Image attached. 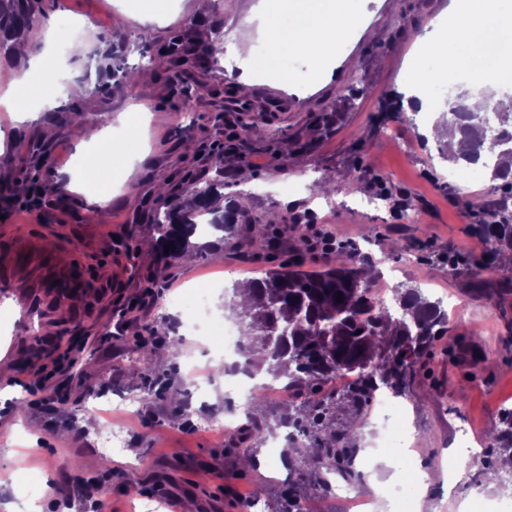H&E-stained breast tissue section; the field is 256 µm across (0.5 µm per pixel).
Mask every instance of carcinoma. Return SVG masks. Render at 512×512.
Wrapping results in <instances>:
<instances>
[{
	"label": "carcinoma",
	"instance_id": "cac0c4a2",
	"mask_svg": "<svg viewBox=\"0 0 512 512\" xmlns=\"http://www.w3.org/2000/svg\"><path fill=\"white\" fill-rule=\"evenodd\" d=\"M32 0H0V34L22 38L36 29ZM216 46L201 40L176 38L149 55L147 65L157 61L185 60L189 57L206 61L213 57ZM500 113L499 141L489 145L483 138L480 112H458L453 107L443 113L442 121L458 127L469 141L471 150L460 159L467 163L483 161L491 178L512 186V105L504 104ZM209 185L192 194V204L177 206L170 196H161L154 208L156 236L150 242L161 270L202 246L191 241L201 237L195 219L209 216L208 226L222 232L235 224H257L259 220L224 199V166L217 160ZM489 240L491 260L512 255V216H490V223L481 225ZM174 246L165 254V246ZM302 262L288 260L266 270L263 276L249 281L252 298L249 304L234 306L232 317L239 327L241 365L247 371L267 362L277 374L288 378L302 401L288 405L276 419L285 429L289 426L299 435H285L284 458L291 461L288 473L296 480L288 484V505L278 512H301L299 500L307 487L330 490L329 477L340 475L352 482L359 477L354 459L360 451L359 430L374 394L385 389L396 397L410 392L417 371L433 354L438 337L448 332V312L441 301H432L421 289L398 283L391 288L396 310L372 312L370 290L373 281L364 276V266L352 253H340L316 270L301 269ZM343 301L336 302L337 294ZM272 336L268 347L253 345L256 336ZM152 350L144 344L134 361L133 373L145 385L141 391L150 394L146 381L156 368L150 358ZM348 371L359 379L341 392L325 391L329 377ZM345 409L351 420L337 421V408ZM238 436L245 444L265 440L264 427L249 424ZM493 452L500 459L494 473L512 475V409L502 411L497 428L491 433Z\"/></svg>",
	"mask_w": 512,
	"mask_h": 512
}]
</instances>
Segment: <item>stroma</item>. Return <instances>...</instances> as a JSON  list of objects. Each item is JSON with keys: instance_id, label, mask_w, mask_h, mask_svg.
Instances as JSON below:
<instances>
[{"instance_id": "1", "label": "stroma", "mask_w": 512, "mask_h": 512, "mask_svg": "<svg viewBox=\"0 0 512 512\" xmlns=\"http://www.w3.org/2000/svg\"><path fill=\"white\" fill-rule=\"evenodd\" d=\"M254 2L176 0L172 20L140 23L134 15L150 10L151 0H35L40 25L55 27L57 48L75 39L87 45L63 82L87 80L99 89L78 101L60 93L63 82L16 57L13 41L0 45V92L21 81L31 92L26 120L0 108V218L32 232L55 225L65 241L60 255L86 275L117 270L116 282L92 289L82 310L56 311L44 344L41 322L22 318L10 292L0 290V512H59L85 491L105 512H169L168 495L180 499L181 512H273L287 466L267 462L262 446L254 452L258 465L243 467L232 434L206 427L249 407L219 379L196 395L185 363L207 365V345L175 337L177 352L163 370L179 393L158 384L132 410L120 401L137 391L132 357L161 321L184 315L170 298L211 283L209 319L223 327L235 286L299 254L308 265L323 264L309 248L320 225L377 276L442 300L448 333L460 339L453 360L429 359L411 395L398 400L417 449L399 469L441 474L421 512H453L464 501L472 512L512 505V490L489 488L480 466L455 482L446 478L450 459L466 451L494 463L488 436L502 409L512 408V295H499L504 273L486 270L487 251L473 230L486 214H512V192L489 170L443 159L439 142L421 133L426 115L403 106L405 67L436 68L422 37L452 24V0H349L355 25L330 79L315 60L285 48L272 61L260 47L247 63L250 90L236 100L226 94L236 83L229 51L242 36H256L246 22ZM218 11L224 22L215 28ZM119 24L135 77L116 97L105 75L109 48L98 36ZM184 31L217 44L220 55L204 65L144 67L145 41ZM69 107L82 113L81 123L67 120ZM133 109L147 120L121 125L112 160L98 169L112 181L107 201L93 187L35 205L16 194L20 183L64 182L75 159L91 154L104 117ZM218 158L225 199L254 223L234 225L191 262L179 259L160 272L147 246L160 186L204 188ZM299 215L304 223L292 228ZM472 330L479 344L464 339ZM93 388L111 394V418L90 405ZM110 435L121 447H103ZM91 457L108 459L109 470L87 468Z\"/></svg>"}]
</instances>
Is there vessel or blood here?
<instances>
[{"label":"vessel or blood","instance_id":"vessel-or-blood-1","mask_svg":"<svg viewBox=\"0 0 512 512\" xmlns=\"http://www.w3.org/2000/svg\"><path fill=\"white\" fill-rule=\"evenodd\" d=\"M9 246L0 250V288L19 278H27L29 289L13 299L26 315L47 314L57 299L80 307L86 289L77 267L59 268L53 260L57 241L54 236L0 234Z\"/></svg>","mask_w":512,"mask_h":512}]
</instances>
